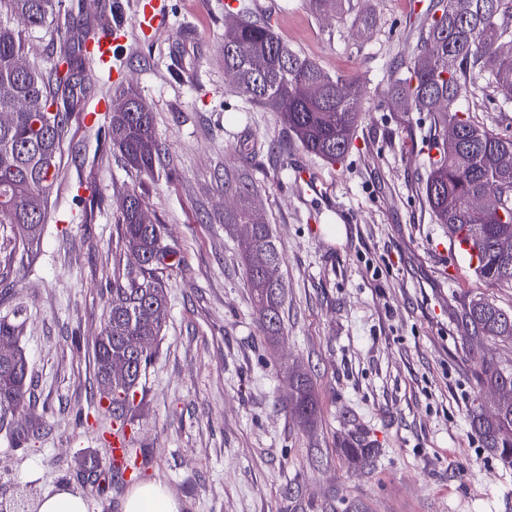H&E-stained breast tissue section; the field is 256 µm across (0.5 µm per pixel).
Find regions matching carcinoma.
Masks as SVG:
<instances>
[{
	"instance_id": "carcinoma-1",
	"label": "carcinoma",
	"mask_w": 512,
	"mask_h": 512,
	"mask_svg": "<svg viewBox=\"0 0 512 512\" xmlns=\"http://www.w3.org/2000/svg\"><path fill=\"white\" fill-rule=\"evenodd\" d=\"M321 14L341 15L349 0H311ZM61 0H0V224L17 227L24 255L39 246L48 198L57 181L63 139L73 110L86 95L79 76L80 61L72 44L80 30L69 25L59 36L60 48L50 68L18 67L35 34L60 16ZM420 48L395 79L385 100L391 112L410 108L430 118L428 148L452 135L461 148L440 153L430 161L425 202L434 221L448 229L451 240L462 238L477 254L478 275L491 285L512 288V255L497 249L499 240L512 238V136L480 126L460 110V99L474 94L476 79L484 77L495 95L512 101V0H435L431 20L419 33ZM224 68L236 70L235 87L253 105L281 114L289 137L307 152L336 163L354 145L362 120L358 81L332 75L315 61L292 49L262 18L238 17L224 25ZM122 97L131 110L114 112L104 136L127 165L151 173L165 158L153 113L139 93L128 88ZM501 189L507 207L502 213L471 208L475 195ZM224 191L239 197L236 224H257L241 242L246 279L260 328L272 335L282 330L283 287L268 278L266 268L283 260L266 224L252 218L250 198L257 193L251 174L224 169ZM121 209L125 246L138 272L113 279L112 301L104 330L94 343L99 401L123 425L142 371L151 359L150 346L160 335L167 309L163 271L171 268L161 246L162 226L153 222L142 196L131 190ZM470 338L512 340V310L479 297L463 309ZM20 314L0 315V341L16 343L22 331ZM140 349H132V340ZM477 385L493 391H512V372L482 362ZM31 385L29 360L20 347L0 363V422L26 405ZM294 409L303 420L315 412L309 379L295 377ZM471 424L487 448L506 467H512V440L501 431L512 429V401L494 405L493 414L478 403ZM117 475L136 468L133 437L122 438ZM348 460L368 467L375 451L355 433L344 445Z\"/></svg>"
}]
</instances>
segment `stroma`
I'll return each instance as SVG.
<instances>
[{"label": "stroma", "instance_id": "stroma-1", "mask_svg": "<svg viewBox=\"0 0 512 512\" xmlns=\"http://www.w3.org/2000/svg\"><path fill=\"white\" fill-rule=\"evenodd\" d=\"M166 29L144 38L139 0H63L84 33L120 28L122 53L103 71L82 68L87 93L68 124L41 243L29 259L0 230V267L13 288L0 314L18 309L19 339L34 371L31 404L0 427V497L26 485L68 489L87 512H123L129 491L159 483L181 512H512V469L471 426L482 361L512 369V343L469 339L463 306L484 296L512 309L472 267L452 272L448 231L425 204L426 113L388 112L380 101L416 51L430 0H353L343 17L309 0H159ZM371 6L365 38L354 25ZM268 14L276 33L332 74L355 76L363 120L354 147L329 164L290 144L279 113L250 105L224 75V24ZM155 118L168 167L127 169L90 114L105 117L122 87ZM477 79L461 101L477 124L512 133V106L485 107ZM287 154L272 152L275 144ZM247 148L259 186L253 214L283 256V333L256 321L241 262L235 200L224 170ZM164 227L174 268L155 356L137 387L125 431L139 449L134 473L111 482L112 418L96 394L93 343L109 290L126 266L117 222L128 190ZM340 224L335 237L326 227ZM314 385L316 413L293 411L292 376ZM375 449L351 467L349 431ZM95 455L100 477L79 478Z\"/></svg>", "mask_w": 512, "mask_h": 512}]
</instances>
